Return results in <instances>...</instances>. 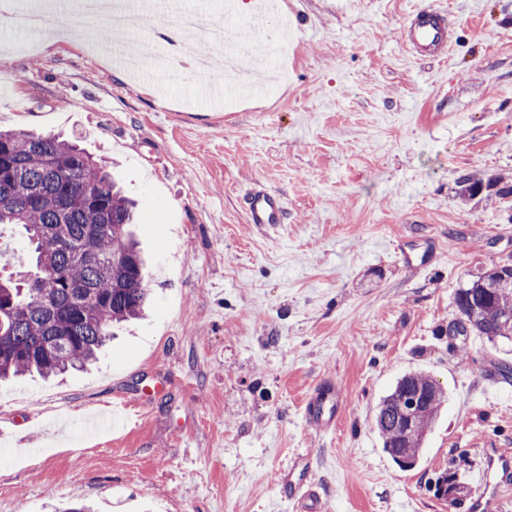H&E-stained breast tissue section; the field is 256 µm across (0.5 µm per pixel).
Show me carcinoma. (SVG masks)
Returning <instances> with one entry per match:
<instances>
[{"mask_svg": "<svg viewBox=\"0 0 512 512\" xmlns=\"http://www.w3.org/2000/svg\"><path fill=\"white\" fill-rule=\"evenodd\" d=\"M468 196L498 181L462 177ZM134 204L105 161L51 133L0 130V226L24 229L33 266L0 274V380L84 370L113 336L112 327L142 317L152 299V271L131 231ZM458 321L490 341L512 340V265L477 273L455 295ZM433 380L411 372L381 401L376 427L402 468L415 466L446 401ZM428 395L416 406L417 431L404 437L394 395Z\"/></svg>", "mask_w": 512, "mask_h": 512, "instance_id": "carcinoma-1", "label": "carcinoma"}]
</instances>
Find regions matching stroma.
<instances>
[{
  "mask_svg": "<svg viewBox=\"0 0 512 512\" xmlns=\"http://www.w3.org/2000/svg\"><path fill=\"white\" fill-rule=\"evenodd\" d=\"M280 3L272 81L230 105L194 75L158 80L144 40L138 79L74 39L0 42V125L116 164L155 278L148 317L92 370L0 382V512H299L276 483L297 460L327 512H472L435 477L468 484L487 452L512 455V341L448 333L457 290L512 262V195L461 181L512 185V0ZM424 7L448 15L445 56L401 45ZM257 183L285 223H249ZM414 371L448 401L403 468L375 415ZM322 387L339 403L320 433L305 404ZM123 396L146 400L138 423L67 435ZM451 483H457V484L464 485L463 482H460L458 480L455 473H451V472L444 473V474L438 476L437 479L435 480V483H434L435 493L438 496H441L444 498H445V495L448 493V498H455V499H458L465 495L466 490L459 485L451 486L448 489V484H451ZM448 498H446V499H448ZM454 502H455V500L448 499L449 506L453 505Z\"/></svg>",
  "mask_w": 512,
  "mask_h": 512,
  "instance_id": "stroma-1",
  "label": "stroma"
}]
</instances>
